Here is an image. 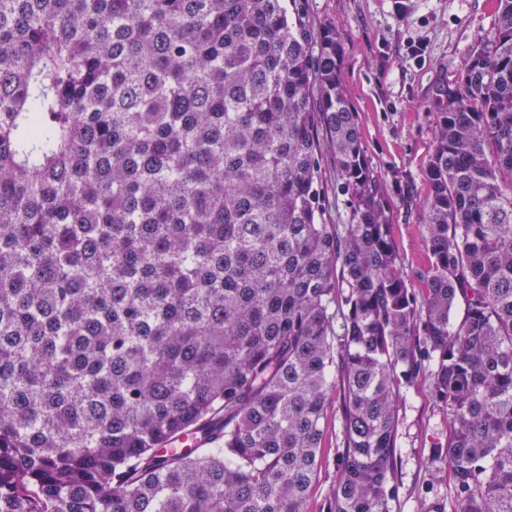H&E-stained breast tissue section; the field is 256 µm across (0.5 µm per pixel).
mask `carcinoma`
I'll return each mask as SVG.
<instances>
[{
    "label": "carcinoma",
    "mask_w": 512,
    "mask_h": 512,
    "mask_svg": "<svg viewBox=\"0 0 512 512\" xmlns=\"http://www.w3.org/2000/svg\"><path fill=\"white\" fill-rule=\"evenodd\" d=\"M426 109L424 288L306 0H0V512H392L398 403L512 512V0ZM352 197L325 219L322 157ZM339 413H336V404L328 411L325 420L326 437L325 450L322 467L319 472L312 498L309 505V512H319V505L336 484V432L339 431Z\"/></svg>",
    "instance_id": "carcinoma-1"
}]
</instances>
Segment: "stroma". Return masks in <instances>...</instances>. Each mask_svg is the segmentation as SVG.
Masks as SVG:
<instances>
[{
    "mask_svg": "<svg viewBox=\"0 0 512 512\" xmlns=\"http://www.w3.org/2000/svg\"><path fill=\"white\" fill-rule=\"evenodd\" d=\"M314 28L336 29L342 77L355 109L364 156L384 181L391 204L390 235L408 287L421 288L428 262L421 203L424 169L436 141L435 118L424 106L438 81L457 71L493 20L494 0H307ZM424 48L414 58L410 48ZM397 437L398 496L393 512H454L448 479V410L429 376L403 390ZM309 512L336 483L339 415L329 411Z\"/></svg>",
    "mask_w": 512,
    "mask_h": 512,
    "instance_id": "obj_1",
    "label": "stroma"
}]
</instances>
